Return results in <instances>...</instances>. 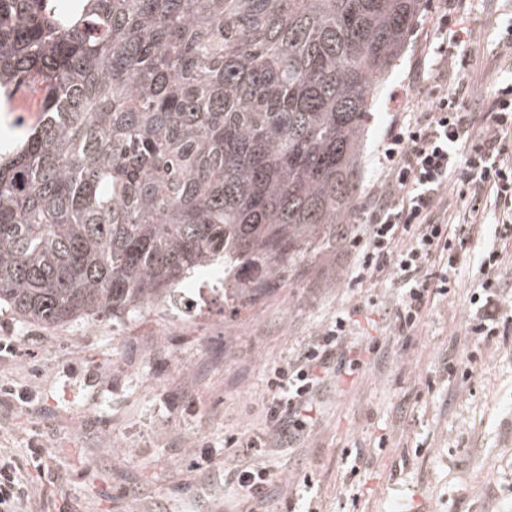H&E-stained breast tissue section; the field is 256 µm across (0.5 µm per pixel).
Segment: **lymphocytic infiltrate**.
Here are the masks:
<instances>
[{
	"label": "lymphocytic infiltrate",
	"instance_id": "lymphocytic-infiltrate-1",
	"mask_svg": "<svg viewBox=\"0 0 512 512\" xmlns=\"http://www.w3.org/2000/svg\"><path fill=\"white\" fill-rule=\"evenodd\" d=\"M512 81L496 86L482 122H475L463 99L439 95L426 115L393 129L384 160L389 195L378 202L366 239H353L358 250V275L390 273L403 290L395 311V332L413 331L421 323L432 294L447 293L457 254L455 244L472 238V225L449 231L445 214L452 180L470 185L471 212H478L483 195L512 207ZM480 265L482 303L469 324L477 341L498 335L502 324L503 289L498 269L503 256L487 244ZM349 319L337 315L334 324L310 343L295 363L278 368V390L269 418L307 409L309 395L346 334ZM30 492L10 457L0 454V512H27Z\"/></svg>",
	"mask_w": 512,
	"mask_h": 512
}]
</instances>
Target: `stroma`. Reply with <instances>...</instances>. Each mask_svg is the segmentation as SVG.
<instances>
[{
	"label": "stroma",
	"mask_w": 512,
	"mask_h": 512,
	"mask_svg": "<svg viewBox=\"0 0 512 512\" xmlns=\"http://www.w3.org/2000/svg\"><path fill=\"white\" fill-rule=\"evenodd\" d=\"M446 13L476 31L473 46L448 40ZM511 25L512 0H425L377 95L356 219L250 307L225 297L219 269L184 282L163 311L120 323L48 330L0 308V384L28 397L0 401V451L22 465L33 512H250L225 476L239 462L274 470L264 512H512V335L477 344L468 334L482 240L408 337L390 331L398 284L356 281L350 244L386 188L391 127L441 88L484 115L492 89L512 79L500 62ZM448 55L452 66L434 70ZM341 312L352 322L321 374L312 424L278 439L265 418L273 372ZM232 434L257 445L225 449Z\"/></svg>",
	"instance_id": "obj_1"
}]
</instances>
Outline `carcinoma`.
Listing matches in <instances>:
<instances>
[{
	"label": "carcinoma",
	"mask_w": 512,
	"mask_h": 512,
	"mask_svg": "<svg viewBox=\"0 0 512 512\" xmlns=\"http://www.w3.org/2000/svg\"><path fill=\"white\" fill-rule=\"evenodd\" d=\"M422 0H0V305L120 321L224 265L256 301L350 224L360 137ZM40 117V112H0V137L1 144L4 140L19 143L24 137L28 127L35 124Z\"/></svg>",
	"instance_id": "cac0c4a2"
}]
</instances>
